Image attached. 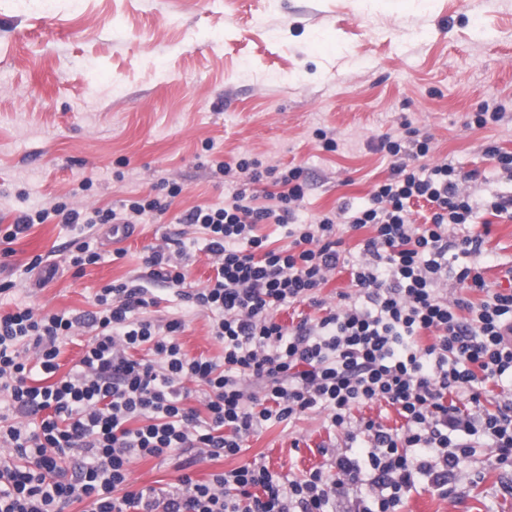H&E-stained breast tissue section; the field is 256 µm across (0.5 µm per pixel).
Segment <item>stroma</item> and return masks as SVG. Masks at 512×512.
<instances>
[{
  "label": "stroma",
  "mask_w": 512,
  "mask_h": 512,
  "mask_svg": "<svg viewBox=\"0 0 512 512\" xmlns=\"http://www.w3.org/2000/svg\"><path fill=\"white\" fill-rule=\"evenodd\" d=\"M493 102H512V0H54L48 11L0 0V223L56 201L85 210L141 198L162 177L182 187L172 213L220 204L215 165L243 154L303 169L307 219L365 203L390 174L373 143L407 123L430 139L426 164L477 172L471 191L488 200L512 191L484 154L491 142L512 152V126L474 128L468 117ZM320 127L335 130L337 151L322 150ZM92 235L103 258L80 270L70 226L20 235L0 254V310L94 311L101 288L142 275L146 247L168 237L192 252L191 287L213 274L203 235L184 224ZM117 248L126 255L115 261ZM479 263L492 287H507L512 221L491 218ZM149 289L161 303L146 316L182 319L189 356L222 355L206 313L162 283ZM348 450L313 410L268 421L240 454L188 472L206 481L255 462L300 479ZM491 461L477 449L449 471L447 496L420 485L402 512H512V466Z\"/></svg>",
  "instance_id": "1"
}]
</instances>
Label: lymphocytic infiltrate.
I'll return each instance as SVG.
<instances>
[{
    "label": "lymphocytic infiltrate",
    "instance_id": "f902f5d3",
    "mask_svg": "<svg viewBox=\"0 0 512 512\" xmlns=\"http://www.w3.org/2000/svg\"><path fill=\"white\" fill-rule=\"evenodd\" d=\"M427 156L419 129L384 135L378 149L391 175L375 184L367 205L345 209L350 230L371 229L356 259L347 258L336 219L299 221L304 197L298 167L262 166L245 156L219 162L233 192L219 207L195 206L175 217L205 235L215 275L185 290L186 247L153 246L144 257L150 280L211 317L221 357H192L178 337L184 323L141 316L155 297L137 281L106 285L89 317L36 315L30 308L0 313V512H327L337 492L352 494L356 512H401L421 478L444 487L449 470L475 453L476 443L512 464V404L488 408L490 385L512 376V289L491 287L480 268L449 271L450 255L481 256L483 212L512 221V195L475 202V173L453 164L412 167L406 145ZM265 185L259 204L257 185ZM157 196L82 211L57 202L10 224L13 243L32 226L55 220L74 228L161 218L182 188L160 179ZM431 213L413 218L414 203ZM262 224L286 227L290 242L268 248ZM473 225L468 235L449 231ZM350 269L356 295L295 329L276 312L297 301L321 306L320 288L338 267ZM481 292L480 302L469 298ZM79 327L94 329L79 362L59 375L62 341ZM431 343H422L424 334ZM147 347L150 356L133 358ZM204 388L202 409L189 407L192 385ZM383 401L405 423L388 430L354 422L360 405ZM328 411L334 428L356 441L330 472L315 470L282 482L266 466L245 464L193 479L199 461L237 455L264 422ZM175 461L182 474L168 489L134 487L131 466L146 458Z\"/></svg>",
    "mask_w": 512,
    "mask_h": 512
}]
</instances>
